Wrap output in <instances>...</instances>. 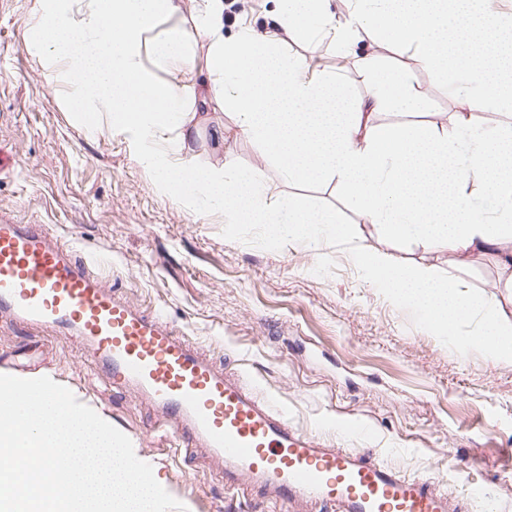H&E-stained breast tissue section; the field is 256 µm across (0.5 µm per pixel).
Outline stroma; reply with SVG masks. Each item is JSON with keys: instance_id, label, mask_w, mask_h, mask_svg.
Masks as SVG:
<instances>
[{"instance_id": "1", "label": "stroma", "mask_w": 512, "mask_h": 512, "mask_svg": "<svg viewBox=\"0 0 512 512\" xmlns=\"http://www.w3.org/2000/svg\"><path fill=\"white\" fill-rule=\"evenodd\" d=\"M37 0L0 6V150L15 165L0 176V211L44 224L133 308L161 309L229 375L272 398L302 432L366 450L406 476L430 478L464 512H512V363L458 355L364 281L345 250L287 244L269 251L222 237L218 218L156 189L140 161L141 140L79 124L70 107L79 75L49 73L50 51L32 42ZM274 0H224V35L272 28ZM282 51L345 79L353 97L367 86L354 57L329 41L298 36ZM380 59L410 71L418 111L381 119L450 126L466 105L454 75L421 67L414 50L379 49ZM225 123L223 140L203 130L193 161L243 174L262 171L273 197L338 213L357 225L358 244L408 263H429L464 280L499 306L512 288L493 258L458 269L452 256L416 242L395 243L369 224L335 185L283 183L275 166ZM75 336L0 320V374L50 377L126 434L137 457L187 512H276L257 488L224 498V467L207 451L170 452L151 429L156 412L113 389L87 362Z\"/></svg>"}]
</instances>
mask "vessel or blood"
Masks as SVG:
<instances>
[{
    "label": "vessel or blood",
    "instance_id": "1",
    "mask_svg": "<svg viewBox=\"0 0 512 512\" xmlns=\"http://www.w3.org/2000/svg\"><path fill=\"white\" fill-rule=\"evenodd\" d=\"M0 315L87 341L113 386L158 409L156 430L185 455L203 447L223 459L228 493L257 485L286 512H449L433 481L302 433L162 314L132 308L90 259L3 213Z\"/></svg>",
    "mask_w": 512,
    "mask_h": 512
}]
</instances>
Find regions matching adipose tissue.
I'll use <instances>...</instances> for the list:
<instances>
[{
	"mask_svg": "<svg viewBox=\"0 0 512 512\" xmlns=\"http://www.w3.org/2000/svg\"><path fill=\"white\" fill-rule=\"evenodd\" d=\"M354 0L335 22L327 0H279L274 31L224 37V0H39L38 44L69 54L83 75L74 100L82 125L132 132L154 186L184 197L227 224L264 225L270 244L356 231L335 214L290 199L267 200L260 173L226 175L193 164L209 110L232 109L239 134L258 146L288 183H336L383 233L414 241L465 264L492 257L512 281V121L462 141L487 96L512 112V16L488 14L484 0ZM163 38H154L156 28ZM375 46L414 49L423 67L458 74L467 105L451 128L396 126L379 113L420 101L410 72L356 54L360 32ZM329 40L356 54L369 91L352 99L347 84L307 60L284 55V36ZM501 205L483 208L484 199Z\"/></svg>",
	"mask_w": 512,
	"mask_h": 512,
	"instance_id": "1",
	"label": "adipose tissue"
}]
</instances>
